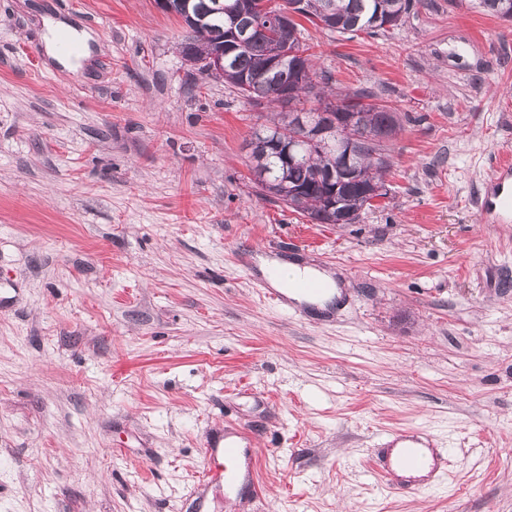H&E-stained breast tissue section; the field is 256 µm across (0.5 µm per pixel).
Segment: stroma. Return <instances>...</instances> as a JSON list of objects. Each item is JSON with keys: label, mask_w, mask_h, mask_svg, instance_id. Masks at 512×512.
Wrapping results in <instances>:
<instances>
[{"label": "stroma", "mask_w": 512, "mask_h": 512, "mask_svg": "<svg viewBox=\"0 0 512 512\" xmlns=\"http://www.w3.org/2000/svg\"><path fill=\"white\" fill-rule=\"evenodd\" d=\"M50 20L91 32L79 71ZM184 36L154 0H0V512H198L228 428L259 512H512V222L478 221L512 161V20L421 0L373 36L306 25L334 90L410 117L356 224L257 196L273 107ZM266 257L340 299L265 300ZM397 429L450 476L390 490L372 450ZM68 35L73 41L80 44L86 41L87 34L77 31L64 23H52L48 26V33L44 36L47 52L49 56L56 59L57 62L62 64H69V60L58 55V38L62 35Z\"/></svg>", "instance_id": "obj_1"}]
</instances>
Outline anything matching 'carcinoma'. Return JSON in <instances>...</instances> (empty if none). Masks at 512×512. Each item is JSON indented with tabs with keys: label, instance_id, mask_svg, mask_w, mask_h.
<instances>
[{
	"label": "carcinoma",
	"instance_id": "1",
	"mask_svg": "<svg viewBox=\"0 0 512 512\" xmlns=\"http://www.w3.org/2000/svg\"><path fill=\"white\" fill-rule=\"evenodd\" d=\"M468 2L469 7L478 12L499 17L504 0ZM243 3L252 5L243 19L246 32L224 65L221 78L250 103L260 105L265 101L288 106V111L276 113L270 124L254 129L247 141L254 162V182L261 186L286 174L288 185L295 191L288 197L287 207L314 224L336 223V213L328 211L322 200L323 188L318 176L336 167L337 141L333 139L321 147L300 148L296 164L287 170L282 155L265 145L277 137L305 136L306 126L323 110L353 112L357 115L353 162L366 179L351 178L338 171L336 186L339 209L345 211L346 223H357L364 211L367 182L382 184L386 181L391 167L389 142L401 128L397 112L374 101L373 92L367 88L346 93H336L329 88V75L318 72L312 55L301 42L302 25L293 19L287 47L291 56L274 71H268L265 61L272 31L270 18L278 12H290L331 32L375 35L387 30V23L392 28L398 26L417 5L416 0H284L268 10L257 5L256 0H189L190 13L203 20V30L184 37L180 44L182 54L201 57L213 51L216 42L225 37L228 23ZM306 99L314 100L317 107L302 108Z\"/></svg>",
	"mask_w": 512,
	"mask_h": 512
}]
</instances>
